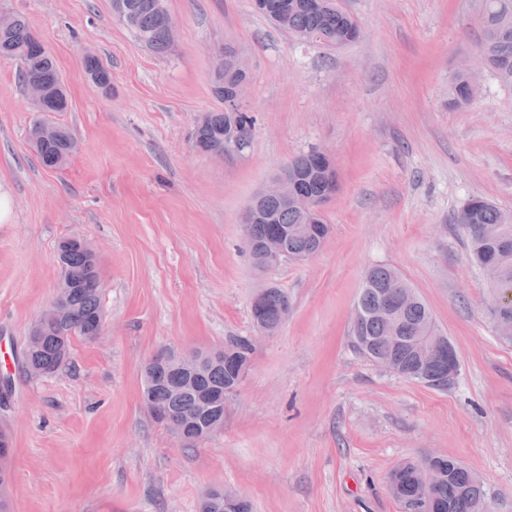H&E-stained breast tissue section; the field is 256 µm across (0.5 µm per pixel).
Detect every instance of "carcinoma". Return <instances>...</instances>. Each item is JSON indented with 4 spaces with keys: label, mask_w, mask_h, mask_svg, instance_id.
<instances>
[{
    "label": "carcinoma",
    "mask_w": 512,
    "mask_h": 512,
    "mask_svg": "<svg viewBox=\"0 0 512 512\" xmlns=\"http://www.w3.org/2000/svg\"><path fill=\"white\" fill-rule=\"evenodd\" d=\"M125 12L118 20L137 40L157 54L171 50L161 23L165 0H124ZM279 21L288 25L303 44L340 49L356 40L360 26L340 0H319L312 8L308 0H271ZM484 38L480 46L483 62L497 81L512 88V0H477ZM36 35L21 16H11L10 26L0 30V57L18 61V80L25 88L32 84L46 91L44 111L66 112L68 92L48 51L40 50ZM478 83L463 71L453 72L449 107L470 106ZM251 138L252 119L242 109L207 112L197 121L193 138L205 148L224 141V129ZM58 135L33 145L40 165L49 170L62 168L74 154L76 139L67 127L57 125ZM288 175L303 187L306 198L319 195L327 186V166L314 152L291 157ZM258 222L247 228L249 251L256 267H267L261 245L279 229H288L290 259H301L314 252L327 238L330 227L323 213H314L305 204L284 205L275 199H254ZM456 222L469 242L471 261L493 286H512V213L488 200L474 196L458 209ZM59 287L72 317L46 326L42 333L25 342L17 358L24 373L51 375L69 359L73 337L96 335L102 314L101 266L90 257L79 237L58 244ZM290 311L288 295L272 285L263 305V325L269 334L277 331ZM352 343L370 361L380 357L392 360L396 375L438 390L448 389V337L436 325L433 314L416 288L395 267L379 264L366 272L352 320ZM255 346L247 337L224 343V357L213 353L191 354L158 371L144 369L142 399L163 404L185 418L187 431L202 427L201 398L209 393L233 392L242 370L249 366ZM438 474L433 483L425 473ZM387 487L403 512H487L479 479L458 460L442 455L423 456L400 462L389 473ZM224 502L210 489L202 497L198 512H222Z\"/></svg>",
    "instance_id": "cac0c4a2"
}]
</instances>
